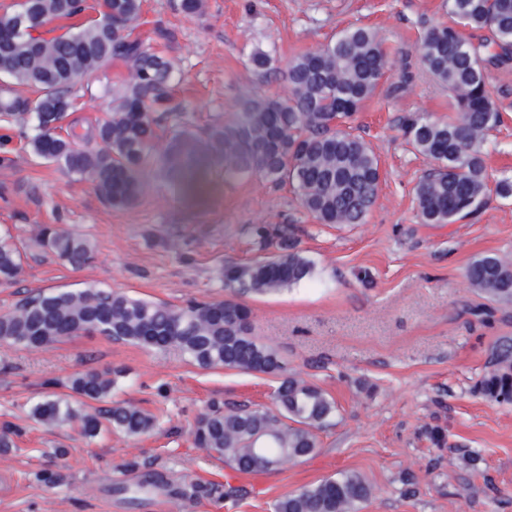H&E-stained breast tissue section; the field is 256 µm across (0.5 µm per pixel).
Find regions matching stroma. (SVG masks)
Returning <instances> with one entry per match:
<instances>
[{
  "instance_id": "1",
  "label": "stroma",
  "mask_w": 512,
  "mask_h": 512,
  "mask_svg": "<svg viewBox=\"0 0 512 512\" xmlns=\"http://www.w3.org/2000/svg\"><path fill=\"white\" fill-rule=\"evenodd\" d=\"M445 0H204L193 15L181 0H144L139 30L175 66L181 109L162 137L184 121L196 131L231 122L248 98L288 95L280 70L302 52L351 26L373 28L391 66L350 125L379 159L378 199L364 223H316L294 191L256 177L225 182L216 167L206 193L180 194L144 171L141 193L115 209L89 182L36 158L29 126L0 123V229L23 255L13 283H0V314L26 291L89 285L181 307L231 298L217 270L258 255L251 228L293 226L313 275L269 296H249L253 334L275 346L284 372L314 383L338 406L314 454L278 469L242 474L190 436L212 403L272 404L273 378L202 370L174 349L150 351L81 333L41 349L0 341V427L17 429L0 453V512H273L302 486L359 473L373 489L359 512H512V402L480 390L498 346L512 342V305L471 288L465 269L485 254L512 257V199L490 197L474 219L424 224L415 187L435 160L416 152L408 119L444 121L451 98L422 65L424 33L447 22ZM270 53L276 73L250 64ZM110 64L78 81L66 125L85 131L112 111ZM502 113L484 151L491 179L512 176V63L486 69ZM51 224L87 238L92 265L76 269L36 244ZM91 369L122 370L114 400L154 413L150 434L110 433L89 440L77 425L50 428L31 415L50 391ZM57 472L47 484L41 471ZM155 488L129 492L146 479ZM236 487L230 498L189 501L193 481Z\"/></svg>"
}]
</instances>
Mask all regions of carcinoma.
<instances>
[{
  "instance_id": "cac0c4a2",
  "label": "carcinoma",
  "mask_w": 512,
  "mask_h": 512,
  "mask_svg": "<svg viewBox=\"0 0 512 512\" xmlns=\"http://www.w3.org/2000/svg\"><path fill=\"white\" fill-rule=\"evenodd\" d=\"M40 28L82 15L85 0H31ZM142 0H103L96 21L74 24L59 35L26 41L10 38L11 16L0 17V77L35 89L37 97L0 100L6 121L32 124L29 144L41 159L92 182L113 207L138 199L140 173L150 164L180 186L193 189L212 168L224 176H255L292 186L302 209L319 224H362L380 187L379 159L365 140L339 128L372 96L390 67L377 34L367 27L339 33L324 46L293 57L282 76L284 99H247L236 119L216 123L198 137L184 127L156 152L160 121L178 110L170 95L174 66L133 35ZM450 22L432 27L420 40L421 62L448 87L456 115L446 122L405 121L413 148L437 162L417 184L415 195L423 224H452L474 218L489 193L512 198V178L489 189L483 140L501 123V113L487 87L486 64L512 59V0H447ZM488 29L493 41L479 46L460 28ZM130 64V75L112 99V115L88 137L61 134L72 106L70 89L81 72L109 61ZM250 63L265 76L272 57L255 52ZM38 245L72 267L95 259L88 240L44 225ZM20 256L10 234H0V282L20 272ZM313 261L294 239L280 236L279 253L250 263L227 264L219 276L242 293L275 294L309 278ZM466 280L500 302H512V260L487 254L471 261ZM251 310L234 300L199 302L185 308L86 287L31 294L0 314V340L38 349L84 332L148 350L178 349L202 369L227 368L280 376L275 408L246 404L210 406L191 436L197 447L242 473L271 471L286 461L305 458L318 448L317 432L336 415V402L315 384L283 376L279 352L251 334ZM119 371L88 370L70 377V394H48L32 407L47 426L74 422L89 439L104 433L137 437L150 433L155 415L129 403L108 405ZM481 388L495 400L512 399V345L501 347ZM371 486L355 472H343L279 498L275 512H358ZM223 486L194 481L181 496L194 501L220 499Z\"/></svg>"
}]
</instances>
